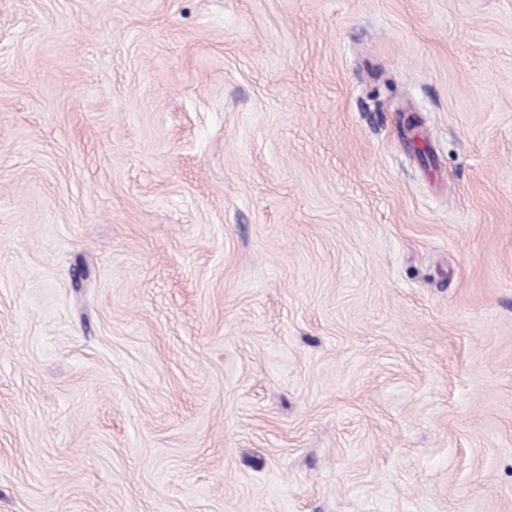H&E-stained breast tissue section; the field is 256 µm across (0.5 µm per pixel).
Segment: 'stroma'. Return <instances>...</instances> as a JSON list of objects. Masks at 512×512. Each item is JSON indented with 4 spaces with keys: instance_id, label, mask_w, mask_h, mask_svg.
I'll return each instance as SVG.
<instances>
[{
    "instance_id": "1",
    "label": "stroma",
    "mask_w": 512,
    "mask_h": 512,
    "mask_svg": "<svg viewBox=\"0 0 512 512\" xmlns=\"http://www.w3.org/2000/svg\"><path fill=\"white\" fill-rule=\"evenodd\" d=\"M0 512H512V0H0Z\"/></svg>"
}]
</instances>
